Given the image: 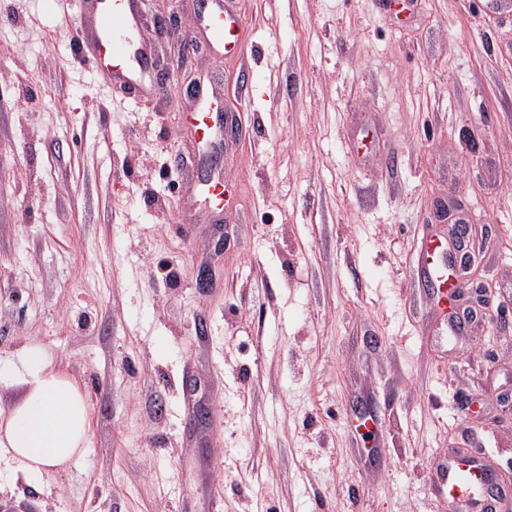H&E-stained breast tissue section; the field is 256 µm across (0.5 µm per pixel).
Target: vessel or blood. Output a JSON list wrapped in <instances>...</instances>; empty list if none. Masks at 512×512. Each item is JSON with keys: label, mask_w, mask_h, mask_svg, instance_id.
<instances>
[{"label": "vessel or blood", "mask_w": 512, "mask_h": 512, "mask_svg": "<svg viewBox=\"0 0 512 512\" xmlns=\"http://www.w3.org/2000/svg\"><path fill=\"white\" fill-rule=\"evenodd\" d=\"M77 4L79 12L86 17L78 39L90 49L99 74L134 89L141 97L162 95V86L146 69L151 49L141 34V0H77ZM202 24L215 47L228 53H241L242 17L239 13L214 8L203 17ZM219 107V102L205 95L196 110L187 115L201 145L217 143L221 138L213 122ZM445 256L441 243H431L424 260L426 275L444 292H461L466 283L449 274ZM436 468L442 489L460 512H494L495 498L488 494L487 488L494 484L495 478L480 457L455 452L438 461Z\"/></svg>", "instance_id": "obj_1"}]
</instances>
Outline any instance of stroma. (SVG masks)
<instances>
[{
    "instance_id": "1",
    "label": "stroma",
    "mask_w": 512,
    "mask_h": 512,
    "mask_svg": "<svg viewBox=\"0 0 512 512\" xmlns=\"http://www.w3.org/2000/svg\"><path fill=\"white\" fill-rule=\"evenodd\" d=\"M236 6L247 48L227 56L196 0H145L170 79L135 102L79 51L76 0H0V353L43 345L92 409L88 453L39 495L1 472L0 503L449 512L452 450L512 493V17ZM157 13L178 20L163 37ZM192 82L235 119L220 210L198 198ZM440 200L496 235L473 257L498 321L454 336L422 269Z\"/></svg>"
}]
</instances>
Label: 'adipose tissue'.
Segmentation results:
<instances>
[{
    "label": "adipose tissue",
    "instance_id": "adipose-tissue-1",
    "mask_svg": "<svg viewBox=\"0 0 512 512\" xmlns=\"http://www.w3.org/2000/svg\"><path fill=\"white\" fill-rule=\"evenodd\" d=\"M0 388L14 393L8 410H0V461L42 491L87 453L92 413L86 395L36 343L0 355Z\"/></svg>",
    "mask_w": 512,
    "mask_h": 512
}]
</instances>
